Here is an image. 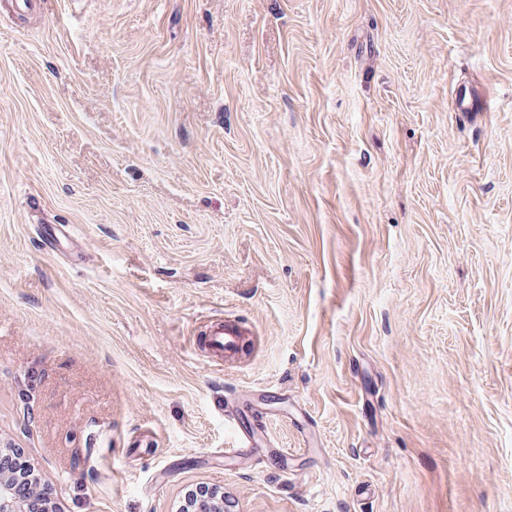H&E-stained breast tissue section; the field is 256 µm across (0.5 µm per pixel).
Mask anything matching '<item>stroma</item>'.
<instances>
[{"label": "stroma", "instance_id": "obj_1", "mask_svg": "<svg viewBox=\"0 0 512 512\" xmlns=\"http://www.w3.org/2000/svg\"><path fill=\"white\" fill-rule=\"evenodd\" d=\"M0 448L55 512H512V0H0ZM241 327L224 323L222 320L211 322L204 333L205 349L215 358H235L244 333ZM215 409L224 413V423L230 434L224 446V457L227 459L239 458L246 451L257 449L260 446V435H264L263 417L248 414L239 409L237 405L224 402L221 397L214 402Z\"/></svg>", "mask_w": 512, "mask_h": 512}]
</instances>
